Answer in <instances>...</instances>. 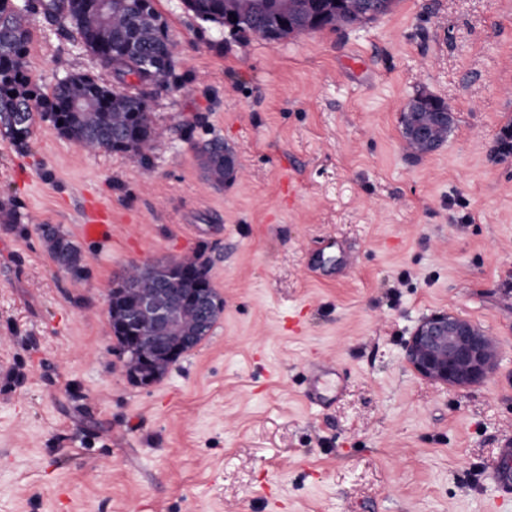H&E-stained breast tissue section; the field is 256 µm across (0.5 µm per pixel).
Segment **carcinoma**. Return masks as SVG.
<instances>
[{"instance_id": "cac0c4a2", "label": "carcinoma", "mask_w": 512, "mask_h": 512, "mask_svg": "<svg viewBox=\"0 0 512 512\" xmlns=\"http://www.w3.org/2000/svg\"><path fill=\"white\" fill-rule=\"evenodd\" d=\"M89 0H0V131L19 148L28 146L36 120L52 123L57 132L79 148L88 151L129 153L139 162H149L160 136L149 110L147 95L115 89L87 73L66 74L48 94L30 89L27 54L30 43V14L35 8L57 23L70 24L100 64L113 72L120 83L133 76L141 85L157 91L172 86L176 43L170 37L166 20L153 0H104L105 6H88ZM199 20L218 23L242 38L269 34L279 40L302 32L300 14L283 9L284 0H251L254 10L242 14L239 0H183ZM324 15L322 27L337 29L352 24L336 6L317 3ZM410 112H446L448 106L438 97L423 93L408 106ZM224 141L205 142L198 150L206 177L219 185L234 180L237 168H224ZM42 240L49 258L76 281L87 276L81 252L72 239L59 229L41 225ZM185 279H194L208 270L202 254L172 261ZM135 281L125 289L122 301L109 299L107 316L112 336L120 352L131 342V333L120 324L122 306H132L143 297H159L158 287L141 276L139 266L131 265L119 278ZM195 309L184 304L168 329L176 339L192 336L197 326Z\"/></svg>"}]
</instances>
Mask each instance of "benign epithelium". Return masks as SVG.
<instances>
[{
  "label": "benign epithelium",
  "mask_w": 512,
  "mask_h": 512,
  "mask_svg": "<svg viewBox=\"0 0 512 512\" xmlns=\"http://www.w3.org/2000/svg\"><path fill=\"white\" fill-rule=\"evenodd\" d=\"M386 7L387 0H357L349 5V9L356 10L360 15L355 21L357 25L377 16ZM432 117L433 123L422 122L414 127L413 137L417 141H429L432 126L448 122L449 113L435 112ZM178 280L180 276L175 271L169 272L164 279L170 295L175 298L187 295L183 289L176 287ZM207 287L208 280L199 278L187 295L195 302L196 311L203 318L211 310L210 298L205 292ZM174 315L172 309L152 299H144L133 307L130 314L132 324L151 329L149 337L142 340L141 359H147L148 351L168 356L173 354L162 331L173 321ZM404 358L420 377L456 389L483 383L496 367V355L491 349L489 337L471 323L446 312H436L419 321L405 344Z\"/></svg>",
  "instance_id": "1"
}]
</instances>
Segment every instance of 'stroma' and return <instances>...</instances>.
I'll use <instances>...</instances> for the list:
<instances>
[{
    "mask_svg": "<svg viewBox=\"0 0 512 512\" xmlns=\"http://www.w3.org/2000/svg\"><path fill=\"white\" fill-rule=\"evenodd\" d=\"M177 43L152 94L164 131L148 164L90 154L36 122L0 135V512H512L491 465L512 449V0H395L360 28L275 42L154 0ZM363 58L361 69L347 65ZM29 74L111 85L79 36L31 17ZM448 104L436 151L407 150L419 92ZM223 139L217 186L197 149ZM108 235L80 233L89 201ZM68 234L81 283L48 257ZM339 243L325 258L328 238ZM202 252L224 312L159 381L132 384L107 328L133 262ZM435 311L497 339L464 390L422 379L404 345ZM336 399H304L317 359ZM41 234L49 258L69 272L75 281L83 280L87 276V270L81 252L72 239L49 224L41 225Z\"/></svg>",
    "mask_w": 512,
    "mask_h": 512,
    "instance_id": "1",
    "label": "stroma"
}]
</instances>
